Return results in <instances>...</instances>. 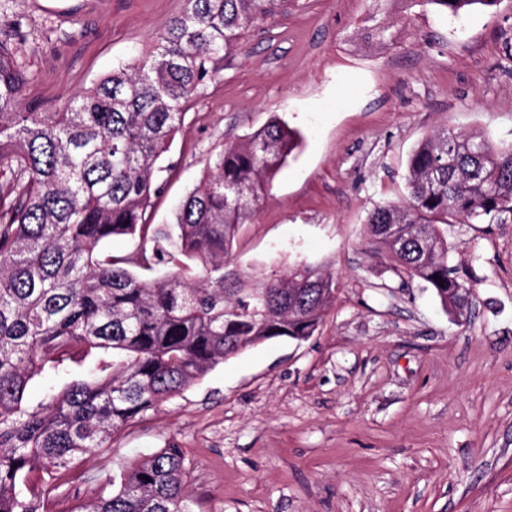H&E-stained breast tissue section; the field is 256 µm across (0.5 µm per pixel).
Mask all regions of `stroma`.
I'll return each mask as SVG.
<instances>
[{
	"mask_svg": "<svg viewBox=\"0 0 512 512\" xmlns=\"http://www.w3.org/2000/svg\"><path fill=\"white\" fill-rule=\"evenodd\" d=\"M181 7L0 0V39L54 112ZM274 119L302 141L226 268L256 287L321 267L336 283L321 326L225 360L136 419L70 470L49 512H80L127 462L172 443L194 512H512V215L448 228L471 276L462 323L374 257L366 232L375 206L404 199L407 159L433 131L512 141V0L459 19L427 0H291L187 112L152 223L173 222L209 156Z\"/></svg>",
	"mask_w": 512,
	"mask_h": 512,
	"instance_id": "1",
	"label": "stroma"
}]
</instances>
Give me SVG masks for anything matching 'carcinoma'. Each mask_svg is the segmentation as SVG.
<instances>
[{
  "instance_id": "1",
  "label": "carcinoma",
  "mask_w": 512,
  "mask_h": 512,
  "mask_svg": "<svg viewBox=\"0 0 512 512\" xmlns=\"http://www.w3.org/2000/svg\"><path fill=\"white\" fill-rule=\"evenodd\" d=\"M457 16L499 0H425ZM288 0H183L151 47L58 112L0 41V512H44L63 474L149 411L248 347L320 327L335 282L311 264L259 288L224 273L225 255L298 133L279 120L209 158L175 223L146 214L160 161L185 114L219 80L246 32ZM407 197L375 207L367 233L397 273L466 315L470 277L450 224L512 215V144L444 127L409 159ZM114 237L134 241L104 255ZM185 261L173 271L176 256ZM86 376L27 397L36 377ZM175 445L135 459L83 512H193Z\"/></svg>"
}]
</instances>
